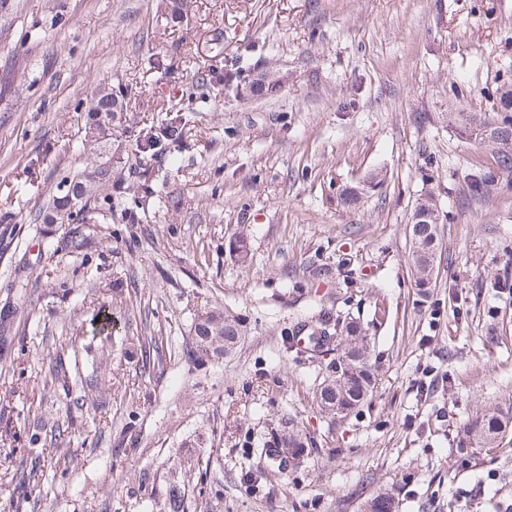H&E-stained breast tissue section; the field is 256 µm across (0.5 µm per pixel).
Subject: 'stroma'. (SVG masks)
<instances>
[{
	"instance_id": "1",
	"label": "stroma",
	"mask_w": 512,
	"mask_h": 512,
	"mask_svg": "<svg viewBox=\"0 0 512 512\" xmlns=\"http://www.w3.org/2000/svg\"><path fill=\"white\" fill-rule=\"evenodd\" d=\"M261 67L279 90L194 84ZM508 84L512 0H0V392L13 389L23 435L0 461L43 470L28 495L0 472V512H166L173 486L185 512H365L391 487L398 512H512V430L467 450L457 436L476 412H512V173L449 119L496 111ZM99 86L121 110L91 140L82 103ZM173 120L180 139L142 157L144 133ZM102 161L110 201L43 223L65 179ZM428 191L441 255L423 297L407 227ZM72 233L81 251L44 257ZM240 234L245 263L229 249ZM313 260L331 277L311 278ZM379 299L374 392L325 417L314 395L330 358L284 335L370 322ZM210 312L247 333L222 360L189 363ZM58 360L97 388L65 396ZM68 414L74 430L55 436ZM283 418L311 440L288 474L248 445Z\"/></svg>"
}]
</instances>
